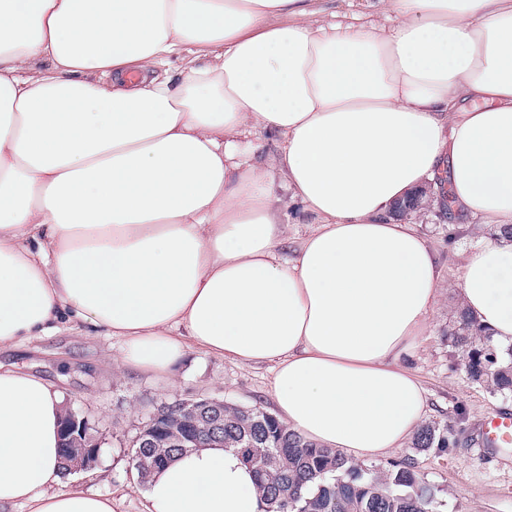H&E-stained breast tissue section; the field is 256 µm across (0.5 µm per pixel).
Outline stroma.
<instances>
[{
    "label": "stroma",
    "mask_w": 512,
    "mask_h": 512,
    "mask_svg": "<svg viewBox=\"0 0 512 512\" xmlns=\"http://www.w3.org/2000/svg\"><path fill=\"white\" fill-rule=\"evenodd\" d=\"M410 223L436 247L448 287L431 324L420 336L407 367L426 390L425 422H444L454 440L445 454L421 453L424 481L437 491L439 512H512V450L478 459L475 427L488 411L512 410V396L490 397L470 381L460 352L451 343L458 327L456 292L462 284L461 255L493 243V225L470 223L456 241L448 239V219L437 207L409 215ZM121 343L79 328L62 329L0 352V362L26 367L54 382L66 405L87 417L100 447L90 470L74 473L85 488L111 495L114 512H143L145 501L128 450L134 437L159 406L206 395L274 412L272 374L265 365H241L186 352L170 380L149 373L126 376L115 367Z\"/></svg>",
    "instance_id": "35a3bbf8"
}]
</instances>
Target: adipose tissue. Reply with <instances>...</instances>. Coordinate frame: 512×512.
<instances>
[{
  "label": "adipose tissue",
  "mask_w": 512,
  "mask_h": 512,
  "mask_svg": "<svg viewBox=\"0 0 512 512\" xmlns=\"http://www.w3.org/2000/svg\"><path fill=\"white\" fill-rule=\"evenodd\" d=\"M377 4L392 27L321 23L313 0H0V347L81 324L122 341L124 372L190 348L266 364L305 440L351 461L402 448L425 415L403 360L444 275L390 210L443 175L456 211L512 224V0ZM263 131L278 150L258 163ZM296 201L313 225L285 257ZM461 271L458 305L512 346V245ZM65 408L0 366V512H113L63 484ZM144 497L268 508L220 445Z\"/></svg>",
  "instance_id": "obj_1"
}]
</instances>
